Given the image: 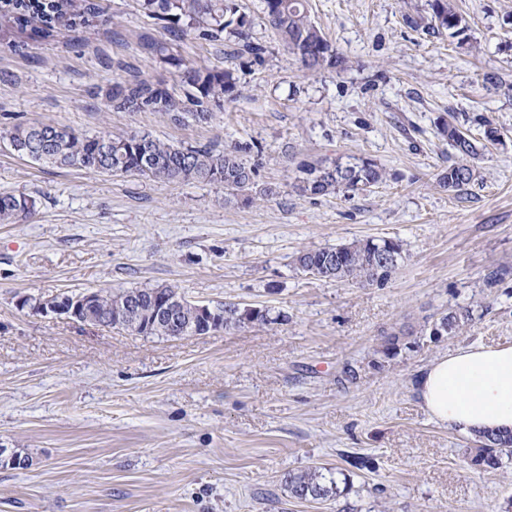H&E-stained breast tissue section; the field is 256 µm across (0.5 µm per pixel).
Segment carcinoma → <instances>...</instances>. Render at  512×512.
<instances>
[{
  "label": "carcinoma",
  "mask_w": 512,
  "mask_h": 512,
  "mask_svg": "<svg viewBox=\"0 0 512 512\" xmlns=\"http://www.w3.org/2000/svg\"><path fill=\"white\" fill-rule=\"evenodd\" d=\"M261 3L266 24L287 53L306 69H338L346 64V58L310 19L307 0ZM427 6L428 17L420 19L426 28L439 33L446 31L452 37H461L468 31L466 19L450 0H428ZM140 7L148 17L163 23L164 37L150 38L143 44L144 51L162 63L180 65L173 46L190 35L222 45L225 53L248 57L255 63L263 62L268 53L266 43L251 35V20L239 0H140ZM99 14L94 0H0L1 19L31 26L33 34L43 40L55 38L63 28L72 31L86 26ZM238 83L232 69L200 65L183 71L178 89L138 72L99 89V96L104 106L114 112H158L171 124L183 126L189 122H208L213 109L236 98ZM442 130L453 150V159L438 180L444 188L459 192L475 179L473 161L479 148L454 123L443 124ZM101 139L111 143L110 153L101 152ZM9 141L15 152L41 165L77 168L94 174H138L174 184H222L229 195L255 188L257 176V164L247 160L253 150V144L247 141H237L220 150L210 145L164 143L146 131L114 134L107 130L87 136L50 123L17 125ZM298 171L293 189L302 196L368 191L384 179L382 168L361 158L345 162L303 161ZM35 207V200L27 196L0 193V224H14L33 214ZM402 251L398 240L366 239L304 250L295 257V265L314 278L384 283L398 268ZM169 301L180 322L182 337L277 321L267 307L232 302L214 307V315L208 320L199 315L198 304L188 300L176 285L103 291L95 315L112 328L168 338L173 332L159 316V310ZM132 305L136 306L133 312ZM471 321L470 310H453L427 323L422 333L437 342ZM417 346L419 340L405 335V331L391 332L374 349L372 366L380 368L383 362ZM506 458L512 459V432L488 430L474 435L473 447L468 449L472 467L481 470L487 465L497 470ZM337 474L336 479L328 477L316 466L292 471L286 478L288 493L300 502L337 499L349 484V474L342 469Z\"/></svg>",
  "instance_id": "1"
}]
</instances>
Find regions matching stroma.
<instances>
[{
    "instance_id": "35a3bbf8",
    "label": "stroma",
    "mask_w": 512,
    "mask_h": 512,
    "mask_svg": "<svg viewBox=\"0 0 512 512\" xmlns=\"http://www.w3.org/2000/svg\"><path fill=\"white\" fill-rule=\"evenodd\" d=\"M100 18L50 41L0 23V192L34 215L0 224V445L29 454L0 468V512H338L289 497V471L350 477L358 512H512V460L471 467L469 436L434 423L412 382L434 357L512 345V0H451L457 42L416 26L426 0H309L345 69L311 72L272 38L260 0H242L264 64L192 36L182 67L151 59L158 22L138 0H98ZM235 69L239 95L206 124L108 112L94 95L127 71L179 84L183 66ZM503 85L489 89L485 74ZM455 120L499 133L463 193L441 187ZM95 135L151 132L165 142L254 146L271 199L37 164L9 145L16 124ZM378 164L371 191L302 196V161ZM403 244L384 283L315 279L295 255L366 239ZM504 279L485 287L488 272ZM179 286L198 303L265 306L276 322L163 339L19 308L22 295ZM459 308L472 322L371 367L383 333ZM352 364L355 382L340 381ZM384 487L376 495L375 487Z\"/></svg>"
}]
</instances>
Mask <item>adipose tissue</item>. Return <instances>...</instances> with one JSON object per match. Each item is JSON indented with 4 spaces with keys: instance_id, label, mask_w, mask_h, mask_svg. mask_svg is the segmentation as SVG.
<instances>
[{
    "instance_id": "adipose-tissue-1",
    "label": "adipose tissue",
    "mask_w": 512,
    "mask_h": 512,
    "mask_svg": "<svg viewBox=\"0 0 512 512\" xmlns=\"http://www.w3.org/2000/svg\"><path fill=\"white\" fill-rule=\"evenodd\" d=\"M414 390L435 423L472 435L512 430V345L460 347L435 358Z\"/></svg>"
}]
</instances>
